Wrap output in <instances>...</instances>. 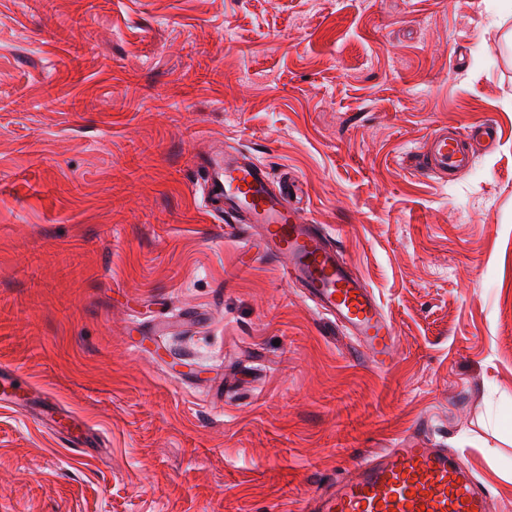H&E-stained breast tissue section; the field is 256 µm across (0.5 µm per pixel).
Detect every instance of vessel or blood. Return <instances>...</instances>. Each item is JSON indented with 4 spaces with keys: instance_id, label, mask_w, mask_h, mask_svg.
Here are the masks:
<instances>
[{
    "instance_id": "vessel-or-blood-1",
    "label": "vessel or blood",
    "mask_w": 512,
    "mask_h": 512,
    "mask_svg": "<svg viewBox=\"0 0 512 512\" xmlns=\"http://www.w3.org/2000/svg\"><path fill=\"white\" fill-rule=\"evenodd\" d=\"M473 161L455 133L435 130L423 164L452 177ZM206 212L223 213L250 234L244 252L274 259L287 282L332 324L355 336L377 366L395 357L394 325L376 293L354 274L324 227L294 207L287 191L273 187L265 166L228 149L204 165ZM0 407L35 410L39 423L76 453L98 447L85 422L61 408L17 369L0 365ZM494 501L455 451L425 442L414 431L393 447L366 456L307 494L302 512H492Z\"/></svg>"
}]
</instances>
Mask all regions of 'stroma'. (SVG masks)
Masks as SVG:
<instances>
[{
  "instance_id": "obj_1",
  "label": "stroma",
  "mask_w": 512,
  "mask_h": 512,
  "mask_svg": "<svg viewBox=\"0 0 512 512\" xmlns=\"http://www.w3.org/2000/svg\"><path fill=\"white\" fill-rule=\"evenodd\" d=\"M511 31L500 0H0V363L105 445L0 408V512H299L416 427L512 512ZM220 140L302 184L391 366L201 208ZM472 161L473 153L447 128L437 129L430 135L421 159V163L438 170L445 179L468 169Z\"/></svg>"
}]
</instances>
